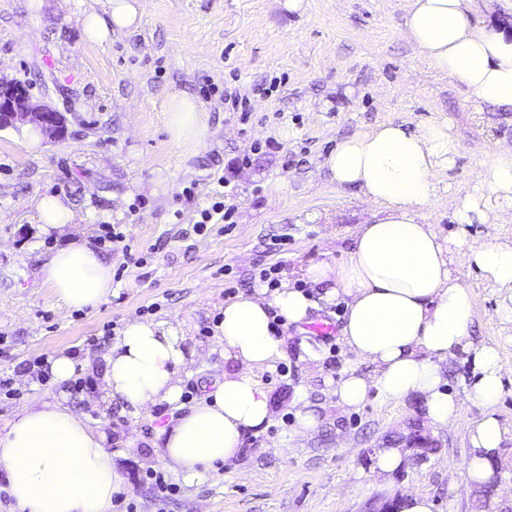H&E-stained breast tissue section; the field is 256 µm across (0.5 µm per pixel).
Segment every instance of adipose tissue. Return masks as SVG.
<instances>
[{"label": "adipose tissue", "instance_id": "obj_1", "mask_svg": "<svg viewBox=\"0 0 512 512\" xmlns=\"http://www.w3.org/2000/svg\"><path fill=\"white\" fill-rule=\"evenodd\" d=\"M142 0H108L105 14L87 12L86 37L103 42L136 27ZM403 34L413 48L482 104L512 108V38L477 25L469 0H410ZM459 150L447 126L416 129L387 122L339 140L324 167L331 183L354 187L374 210L353 232V248L339 265L307 267L304 278L323 289L325 301L346 306L343 340L374 374L350 371L336 384L346 406L371 393L392 401L420 397L435 426L458 417L465 402L484 409L471 429L468 478L488 481L489 459L502 443L494 406L503 385L496 348L473 345L468 330L473 296L451 268L452 248L425 212L438 201L436 174ZM461 223H512V152L497 155L479 173L473 191L459 198ZM469 266L489 284L512 289V238L470 246ZM43 277L66 308L94 309L112 294V267L87 241L57 246ZM311 302L295 284L258 288L225 301L217 324L222 354L234 369L215 379L201 401L161 435L163 460L190 484L235 457L248 432L271 416L257 373L286 355L275 316L302 323ZM472 358L464 395L449 392L443 363L456 353ZM186 363L178 326L128 321L107 356L104 389L133 414L179 402ZM0 469L14 512H112L124 477L106 446L103 427L54 399L17 412L0 430Z\"/></svg>", "mask_w": 512, "mask_h": 512}]
</instances>
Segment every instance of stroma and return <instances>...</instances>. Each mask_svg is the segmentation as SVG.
Segmentation results:
<instances>
[{
  "instance_id": "1",
  "label": "stroma",
  "mask_w": 512,
  "mask_h": 512,
  "mask_svg": "<svg viewBox=\"0 0 512 512\" xmlns=\"http://www.w3.org/2000/svg\"><path fill=\"white\" fill-rule=\"evenodd\" d=\"M146 0L138 27L110 41L87 40L85 11L107 0H0V81L22 84L34 101L65 118L66 136L33 137L29 124L0 130V427L21 408L66 397L92 425H105L121 490L135 512H380L386 501L428 497L432 512H512V290L488 286L468 268L469 244L512 237L511 224H462L460 193L502 149H512V109L480 104L438 72L402 35L408 0ZM250 99L248 116L224 109L225 92ZM192 99L206 128L192 143L169 131L173 94ZM395 121L448 125L460 144L436 176L440 200L425 223L448 238L453 268L473 292L470 338L497 347L503 386L495 405L503 462L492 497L467 477L468 433L483 410L465 404L445 427L430 425L423 401L378 395L341 405L336 383L355 363L340 330L345 306L304 283L308 320L283 325L287 375L259 374L272 415L247 434L235 458L195 484L161 460L162 428L189 409L163 404L133 416L101 397L109 344L88 339L130 319L178 320L192 350L183 385L202 389L230 370L213 326L230 293L259 288L261 268L297 271L343 263L356 225L373 207L354 188L332 185L323 163L341 138ZM225 176L234 195L231 222L197 234L198 210ZM60 196L74 213L67 232L97 243L112 267V294L96 309L66 311L40 269L58 244L38 228L37 203ZM123 239L106 248L105 228ZM287 234V251L271 240ZM151 252L143 267L126 250ZM329 321L330 338L313 322ZM84 362L82 387L40 383L37 370L58 354ZM318 416L296 433L297 395ZM418 427L438 444L419 459L405 453L390 473L375 467L381 448ZM164 472L177 495L159 498L146 478Z\"/></svg>"
}]
</instances>
